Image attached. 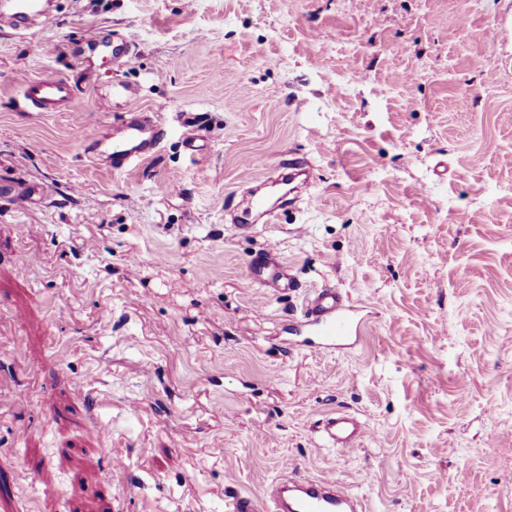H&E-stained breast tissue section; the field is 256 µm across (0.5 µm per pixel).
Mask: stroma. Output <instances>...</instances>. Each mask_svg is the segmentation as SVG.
<instances>
[{
  "instance_id": "1",
  "label": "stroma",
  "mask_w": 512,
  "mask_h": 512,
  "mask_svg": "<svg viewBox=\"0 0 512 512\" xmlns=\"http://www.w3.org/2000/svg\"><path fill=\"white\" fill-rule=\"evenodd\" d=\"M57 3L0 22V512H225L288 477L512 512V0ZM89 33L91 79L62 51ZM52 75L72 108L26 110L20 78ZM116 82L167 130L128 174L77 144ZM290 164L313 198L233 230ZM269 250L297 290L252 279ZM324 286L363 307L348 352L290 342ZM336 411L354 448L319 432ZM321 431L328 443L340 449L353 448L367 433L360 420L346 412L329 415L322 421Z\"/></svg>"
}]
</instances>
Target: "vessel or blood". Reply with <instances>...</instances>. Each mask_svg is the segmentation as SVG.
Wrapping results in <instances>:
<instances>
[{
  "label": "vessel or blood",
  "mask_w": 512,
  "mask_h": 512,
  "mask_svg": "<svg viewBox=\"0 0 512 512\" xmlns=\"http://www.w3.org/2000/svg\"><path fill=\"white\" fill-rule=\"evenodd\" d=\"M10 22L14 28H29L39 15L40 0H11ZM99 46L97 36L85 37L80 46L69 47L68 52L81 68H89L90 59ZM22 100L33 112H55L72 102V88L60 76L25 77L20 81ZM165 136L154 113L137 110L124 113L121 121L105 134L82 140L85 155L93 163L112 172L131 171L154 156ZM313 179L311 171L280 173L278 183L287 185L289 194L299 197L307 193ZM266 198L259 191H251L240 204L237 219L240 229H252L256 218L272 217ZM251 276L261 286L277 291L295 288L296 282L287 268L266 259L255 260ZM364 318L361 309L335 288H322L306 298L295 334L309 333L319 339L323 348H349L361 336ZM325 440L340 449L353 448L365 436L360 420L346 412L329 415L321 423ZM265 504L269 512H363L361 503L342 490L330 478H289L271 483L266 489Z\"/></svg>",
  "instance_id": "obj_1"
}]
</instances>
